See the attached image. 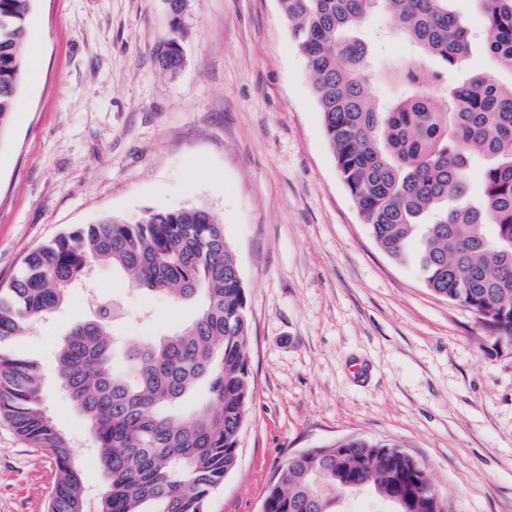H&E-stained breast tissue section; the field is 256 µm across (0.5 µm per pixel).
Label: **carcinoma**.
I'll return each mask as SVG.
<instances>
[{"mask_svg":"<svg viewBox=\"0 0 512 512\" xmlns=\"http://www.w3.org/2000/svg\"><path fill=\"white\" fill-rule=\"evenodd\" d=\"M31 0H0V133L10 121L23 71ZM173 16L155 50L174 73L185 56L178 16L185 0H167ZM450 0H279L305 56L312 90L341 178L377 245L397 262L419 244L424 285L470 309L498 337L512 341V83L477 74L448 86L471 52L473 36ZM487 22L483 49L512 73V0H474ZM379 12L421 53L441 61L432 104L416 63L400 76L407 93L382 110L367 75V44L358 25ZM483 161L484 191L471 199L470 163ZM99 265L122 272L148 294L199 301L176 330L131 343L133 368L112 372V340L121 311L100 298L90 316L59 341L58 375L85 416L96 459L108 478L97 512H207L235 469L238 437L252 399L248 364V294L224 225L201 207L147 211L137 221L104 216L30 252L0 291V340L29 335L69 291ZM42 366L0 351V418L32 448L53 459L47 512H89L72 438L47 412ZM206 407L183 405L199 387ZM393 444L345 440L326 454L287 460L269 484L265 512H336V494L357 480L395 504L394 512H444L428 475Z\"/></svg>","mask_w":512,"mask_h":512,"instance_id":"cac0c4a2","label":"carcinoma"}]
</instances>
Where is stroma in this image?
<instances>
[{
    "mask_svg": "<svg viewBox=\"0 0 512 512\" xmlns=\"http://www.w3.org/2000/svg\"><path fill=\"white\" fill-rule=\"evenodd\" d=\"M172 21L165 0H33L27 41L41 64L24 67L0 140V289L31 251L100 216L207 209L248 292L253 387L237 467L208 512H260L288 457L352 436L416 459L445 512H512V348L375 243L278 0H187L174 74L154 60ZM388 25L375 16L359 29L384 100L401 94L404 62L435 68L408 41L380 39ZM104 296L123 312L121 343L193 313L104 266L29 336L0 341L42 363V395L93 500L107 479L56 355ZM54 478L51 457L0 420V512H45Z\"/></svg>",
    "mask_w": 512,
    "mask_h": 512,
    "instance_id": "stroma-1",
    "label": "stroma"
}]
</instances>
